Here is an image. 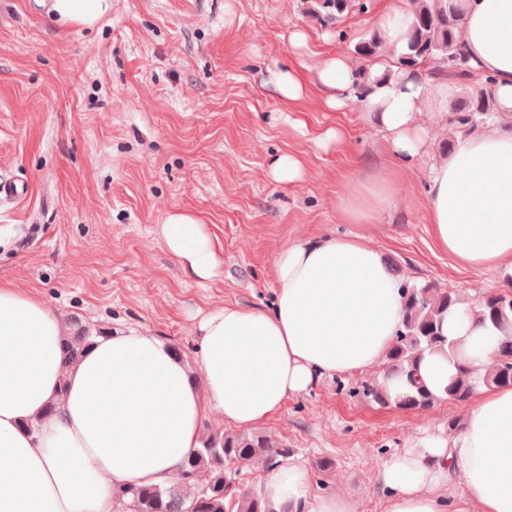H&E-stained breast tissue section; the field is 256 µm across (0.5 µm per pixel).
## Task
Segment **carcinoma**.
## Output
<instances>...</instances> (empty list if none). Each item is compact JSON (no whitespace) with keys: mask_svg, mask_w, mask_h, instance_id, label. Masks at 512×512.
Masks as SVG:
<instances>
[{"mask_svg":"<svg viewBox=\"0 0 512 512\" xmlns=\"http://www.w3.org/2000/svg\"><path fill=\"white\" fill-rule=\"evenodd\" d=\"M464 0H410L411 23L406 51L395 62L398 71L415 70L428 60L461 80H467L471 67L458 39ZM348 0H313L312 14L323 23L340 17ZM381 42L374 35L354 46L359 57L379 53ZM497 113V103L490 79L481 86H464L449 108V124L468 135L487 123ZM404 320L394 336L386 356L384 376L401 380L405 390L393 395L379 381L365 382L359 393L371 402L405 410H427L439 398L417 381L420 359L437 351L453 352V343L441 331L444 314L458 301V296L432 284L417 286L404 283ZM478 317L500 329H512V292H499L479 301ZM98 329L81 328L65 337L63 359L73 362L99 337ZM486 385L512 386V339L504 341L497 353L493 371L483 378ZM478 382L461 372L453 378L446 392L448 400L464 403L474 393ZM272 437L222 432L204 441L186 459L178 485L122 487L114 490V512H273L264 491L241 489L235 483L232 468L256 459L268 467L278 466L288 456ZM205 474V482L198 481Z\"/></svg>","mask_w":512,"mask_h":512,"instance_id":"carcinoma-1","label":"carcinoma"}]
</instances>
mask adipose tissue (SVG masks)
Wrapping results in <instances>:
<instances>
[{"label":"adipose tissue","instance_id":"obj_1","mask_svg":"<svg viewBox=\"0 0 512 512\" xmlns=\"http://www.w3.org/2000/svg\"><path fill=\"white\" fill-rule=\"evenodd\" d=\"M111 0H51L57 20L91 26ZM409 0H387L376 32L387 55L406 47ZM459 41L479 76H492L500 122L512 121V0H466ZM374 85L361 108L385 134L391 160L428 155L447 125L425 127L430 109L447 112L457 89L441 76L369 65ZM316 79L328 107L353 99L362 80L342 56L324 58ZM385 170L356 179L340 196L346 224H375L395 200ZM427 217L437 247L458 265L512 277V135L498 124L461 142L429 170ZM164 241L188 273L222 272V248L194 214H170ZM272 312L225 304L199 324L198 368L190 370L156 336L130 331L97 339L73 365L62 359L64 326L35 290L0 282V512H112L121 485H167L203 442L206 411L225 424L258 427L321 377L382 365L404 313L403 280L359 235L298 241L275 265ZM453 355H425L420 382L444 396L467 368L478 380L461 432L434 439L386 462V512H443L453 476L463 489L457 512H512V387L488 386L503 331L480 323L464 297L443 321ZM53 414H46L50 404ZM40 421L38 433L25 425ZM264 492L274 512H357L353 498L317 496L309 472L288 463L269 472Z\"/></svg>","mask_w":512,"mask_h":512}]
</instances>
